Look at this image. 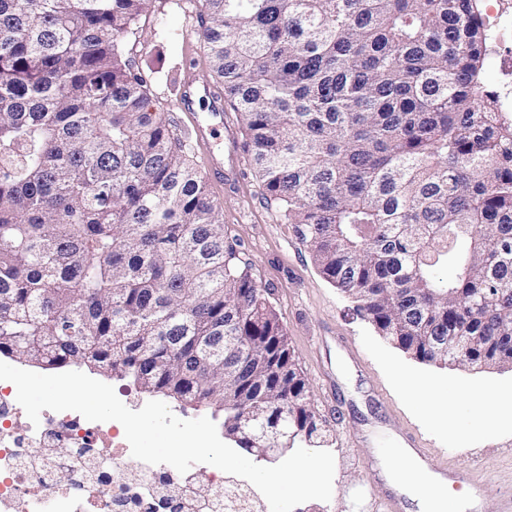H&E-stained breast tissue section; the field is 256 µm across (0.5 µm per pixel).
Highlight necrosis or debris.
<instances>
[{
  "label": "necrosis or debris",
  "instance_id": "necrosis-or-debris-1",
  "mask_svg": "<svg viewBox=\"0 0 512 512\" xmlns=\"http://www.w3.org/2000/svg\"><path fill=\"white\" fill-rule=\"evenodd\" d=\"M130 454L120 423L51 410L34 423L0 383V512H256L238 485L164 464L131 472Z\"/></svg>",
  "mask_w": 512,
  "mask_h": 512
}]
</instances>
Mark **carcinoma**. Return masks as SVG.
I'll return each mask as SVG.
<instances>
[{
	"label": "carcinoma",
	"instance_id": "cac0c4a2",
	"mask_svg": "<svg viewBox=\"0 0 512 512\" xmlns=\"http://www.w3.org/2000/svg\"><path fill=\"white\" fill-rule=\"evenodd\" d=\"M482 0H197L265 196L375 332L496 363L512 336V120ZM150 0H0V355L86 367L253 456L321 438L276 310L125 41ZM450 279L438 277L446 265Z\"/></svg>",
	"mask_w": 512,
	"mask_h": 512
}]
</instances>
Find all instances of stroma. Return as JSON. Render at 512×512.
<instances>
[{"label":"stroma","mask_w":512,"mask_h":512,"mask_svg":"<svg viewBox=\"0 0 512 512\" xmlns=\"http://www.w3.org/2000/svg\"><path fill=\"white\" fill-rule=\"evenodd\" d=\"M178 0H151L128 48L161 112H171L179 77L192 69L208 81L204 49L186 61L184 34L199 26ZM224 208V224L239 256L268 290L324 432V450L335 458L330 501L312 500L294 512H383L381 503L397 481L386 471L389 449L413 436L437 468L474 466L487 498L499 512L512 492V424L488 433L470 432L472 402L512 387V370L471 369L422 363L384 341L357 315L352 303L325 281L307 249L285 224L277 205L264 198L253 167L237 187L207 180ZM414 370L431 384L430 400L447 401L450 422L435 419L410 401L394 380L393 367Z\"/></svg>","instance_id":"stroma-1"}]
</instances>
